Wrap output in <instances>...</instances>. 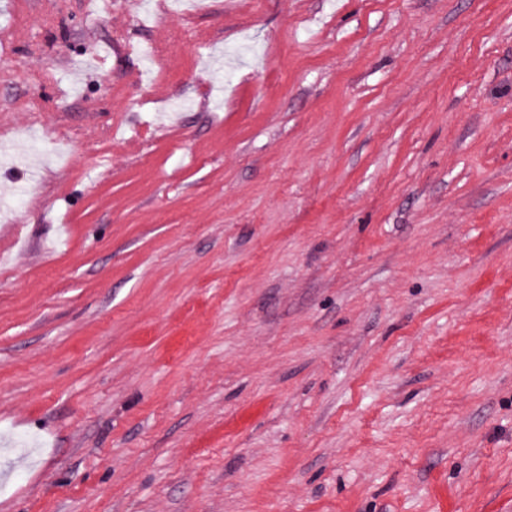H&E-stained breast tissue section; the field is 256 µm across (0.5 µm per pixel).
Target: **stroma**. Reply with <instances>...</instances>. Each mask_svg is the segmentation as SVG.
I'll return each mask as SVG.
<instances>
[{"instance_id": "stroma-1", "label": "stroma", "mask_w": 512, "mask_h": 512, "mask_svg": "<svg viewBox=\"0 0 512 512\" xmlns=\"http://www.w3.org/2000/svg\"><path fill=\"white\" fill-rule=\"evenodd\" d=\"M0 0V512H512V0Z\"/></svg>"}]
</instances>
